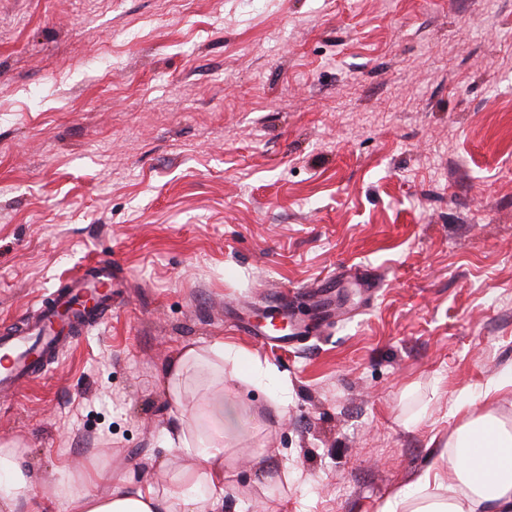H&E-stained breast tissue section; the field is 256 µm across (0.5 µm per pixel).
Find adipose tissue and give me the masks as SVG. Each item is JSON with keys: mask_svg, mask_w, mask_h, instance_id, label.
Here are the masks:
<instances>
[{"mask_svg": "<svg viewBox=\"0 0 512 512\" xmlns=\"http://www.w3.org/2000/svg\"><path fill=\"white\" fill-rule=\"evenodd\" d=\"M512 387V374L492 379L483 407L455 401L460 422L432 465L413 482L396 489L384 512H512V424L495 405ZM210 427L193 439L191 424L177 419L167 433L170 449L192 453L196 465L180 469L170 483L143 482L101 496L93 485L113 480L111 470L95 467L81 478L59 469L50 489L36 485L17 448H0V474L9 488L0 494V512H218L224 502V438L245 419L235 398L216 391L208 399Z\"/></svg>", "mask_w": 512, "mask_h": 512, "instance_id": "adipose-tissue-1", "label": "adipose tissue"}]
</instances>
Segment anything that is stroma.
Instances as JSON below:
<instances>
[{
  "label": "stroma",
  "mask_w": 512,
  "mask_h": 512,
  "mask_svg": "<svg viewBox=\"0 0 512 512\" xmlns=\"http://www.w3.org/2000/svg\"><path fill=\"white\" fill-rule=\"evenodd\" d=\"M99 259L110 316L0 398V445L164 485L220 388L223 512H381L512 370V0H0V326ZM346 272L379 291L323 327L303 291ZM277 288L282 347L233 318ZM202 354L198 348L190 346L182 351V354L174 360L167 369L168 383L175 398L178 397V388L187 380L189 373L201 360Z\"/></svg>",
  "instance_id": "stroma-1"
}]
</instances>
